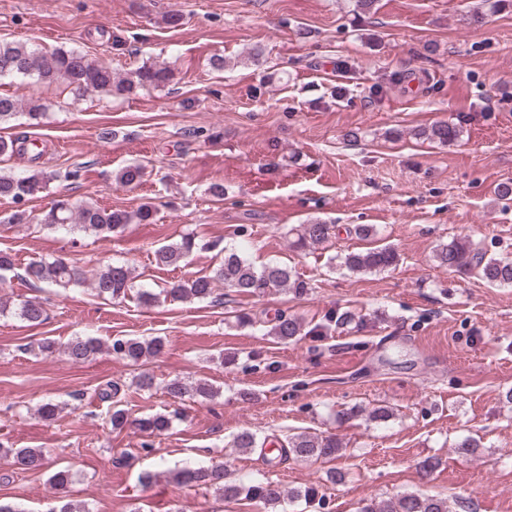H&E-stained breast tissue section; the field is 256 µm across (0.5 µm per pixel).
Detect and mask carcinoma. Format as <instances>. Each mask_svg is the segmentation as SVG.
I'll return each mask as SVG.
<instances>
[{
  "label": "carcinoma",
  "instance_id": "obj_1",
  "mask_svg": "<svg viewBox=\"0 0 512 512\" xmlns=\"http://www.w3.org/2000/svg\"><path fill=\"white\" fill-rule=\"evenodd\" d=\"M173 70L168 66L157 65L148 60L142 62L134 71L120 75L112 71V66L90 59L87 54L76 49L55 48L43 51L25 42L0 41V81L6 78H28L41 83L63 84L78 92H95L104 95H122L135 88H159L169 84ZM21 103L8 94H0V124L17 116ZM425 139L446 145L455 142L460 130L452 123L438 122L421 132ZM27 139L0 137V156L13 157L27 154ZM146 175V167L131 162L116 172L115 182L123 187L139 185ZM46 187V176L38 170L26 173H0V199L15 204V209L4 222L7 224H28L30 213L25 204L30 198ZM154 209L142 204L133 211L100 207L94 203L84 202L73 206L59 201L45 213L41 226L54 232L67 234L75 232L92 233L105 240L121 233L132 223H149L153 220ZM334 225L320 219L300 224L288 230L296 235L293 245L298 249L318 246L329 242ZM210 247L219 249L224 260L208 275L188 280H179L161 290L164 298L171 300H208L215 299L214 283L222 282L224 286L239 294L261 297L271 290L291 292L303 295L309 290L308 282L301 279L291 269L279 263H267L260 268L254 266L247 258L227 247L212 243ZM196 248L195 239L186 236L180 241L164 245L155 251L156 262L166 267H179ZM400 255L392 246H382L366 252H350L343 258L344 266L353 272L384 271L397 266ZM435 261L439 266L458 271H475L482 279L496 286H512V262L487 255L479 244L469 239H456L438 248ZM23 278L45 284L49 287L62 288L81 286L86 282L82 267L70 264L63 259L32 261L23 268ZM96 295L103 299L123 300L134 290L135 282L131 267L126 262H112L98 271L90 283ZM136 291V290H134ZM159 294V295H161ZM159 295L148 290L136 291L137 299L151 305ZM18 315L32 325H40L46 319V310L39 301H23L18 305ZM330 325H317L305 330L302 321L285 312L275 314L269 334L288 342L301 336L313 334L324 336ZM164 348L160 337L140 341L136 338L114 337L103 345L89 336H76L60 347L51 341L42 344V351L52 354L61 352L71 362H83L105 349L113 357L127 362H138L145 357L155 356ZM166 393L172 398H180L193 393L201 398L213 396L214 388L206 382L194 385L186 384L180 379H172L165 386ZM122 386L117 381L107 382L100 389V399L112 401V410L108 411L109 421L114 428L127 424V412L121 407ZM172 425V419L166 414H156L138 422L141 432L157 436ZM266 442L247 430L238 433L232 440V447L243 452L263 448ZM342 448V443L334 436H319L307 433L298 434L288 439V447L282 449L286 455L297 459L335 458ZM4 454L12 458V464L24 471H37L44 467V453L39 448H7ZM178 483H192L205 487L224 496L226 500L245 497L260 502L278 512V506L284 500L304 498L306 502L316 501L317 493L312 487L304 490L283 493L270 483L257 477L237 480L230 477L229 465L225 462L213 463L196 468L187 467L174 474ZM359 512H450L448 500L437 495H420L407 493L393 501L366 503Z\"/></svg>",
  "mask_w": 512,
  "mask_h": 512
}]
</instances>
